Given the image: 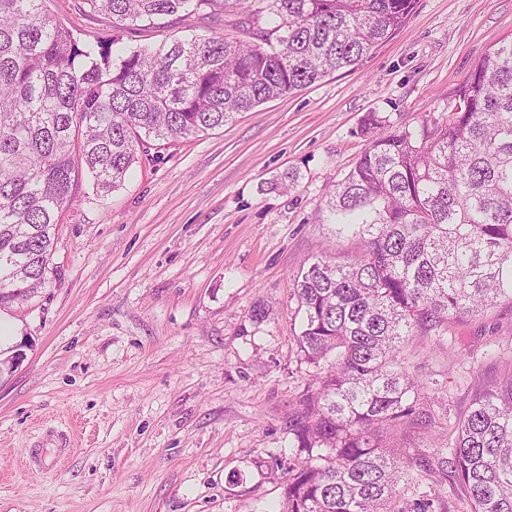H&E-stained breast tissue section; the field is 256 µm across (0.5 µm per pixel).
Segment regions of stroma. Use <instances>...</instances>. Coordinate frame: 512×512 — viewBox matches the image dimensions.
Listing matches in <instances>:
<instances>
[{
    "mask_svg": "<svg viewBox=\"0 0 512 512\" xmlns=\"http://www.w3.org/2000/svg\"><path fill=\"white\" fill-rule=\"evenodd\" d=\"M504 38L512 0H416L354 68L199 137L150 141L108 197L81 175L51 285L0 312L15 333L0 350L24 355L0 377V512H278L297 461L288 420L317 372L296 342L293 280L357 253L324 223L325 192L363 150L365 113L418 125ZM292 169L296 189L271 190ZM407 357L450 375L464 414L512 373V305ZM48 428L74 448L28 470Z\"/></svg>",
    "mask_w": 512,
    "mask_h": 512,
    "instance_id": "stroma-1",
    "label": "stroma"
}]
</instances>
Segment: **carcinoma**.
<instances>
[{
	"mask_svg": "<svg viewBox=\"0 0 512 512\" xmlns=\"http://www.w3.org/2000/svg\"><path fill=\"white\" fill-rule=\"evenodd\" d=\"M46 0H0V308L45 288L79 170L119 189L150 139L197 137L351 67L400 30L415 0H78L112 37L78 36ZM196 16L222 33L127 47L140 24ZM366 147L326 193L327 223L360 251L294 280L297 343L315 374L289 421L307 460L283 512H512V374L452 416L448 380L408 362L410 339L512 304V39L494 44L441 112L418 126L361 119ZM441 406L435 414L433 403ZM443 427L421 454L391 441ZM411 474L413 496L398 490Z\"/></svg>",
	"mask_w": 512,
	"mask_h": 512,
	"instance_id": "1",
	"label": "carcinoma"
}]
</instances>
